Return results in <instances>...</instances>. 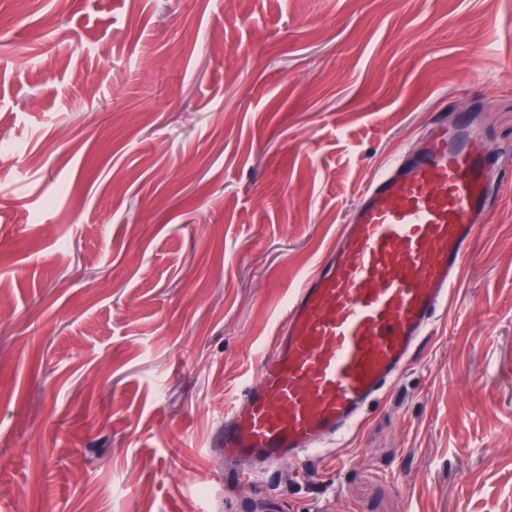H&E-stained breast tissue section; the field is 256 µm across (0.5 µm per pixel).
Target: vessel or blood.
<instances>
[{"mask_svg":"<svg viewBox=\"0 0 512 512\" xmlns=\"http://www.w3.org/2000/svg\"><path fill=\"white\" fill-rule=\"evenodd\" d=\"M496 173L466 114L436 118L419 149L366 185L282 314L256 379L224 411L215 446L238 478L311 457L362 422L446 304Z\"/></svg>","mask_w":512,"mask_h":512,"instance_id":"obj_1","label":"vessel or blood"}]
</instances>
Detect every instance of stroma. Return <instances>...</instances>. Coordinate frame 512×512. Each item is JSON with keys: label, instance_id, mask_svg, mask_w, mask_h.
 Here are the masks:
<instances>
[{"label": "stroma", "instance_id": "1", "mask_svg": "<svg viewBox=\"0 0 512 512\" xmlns=\"http://www.w3.org/2000/svg\"><path fill=\"white\" fill-rule=\"evenodd\" d=\"M499 157L410 368L339 448L211 447L364 186ZM512 512V0H0V512Z\"/></svg>", "mask_w": 512, "mask_h": 512}]
</instances>
